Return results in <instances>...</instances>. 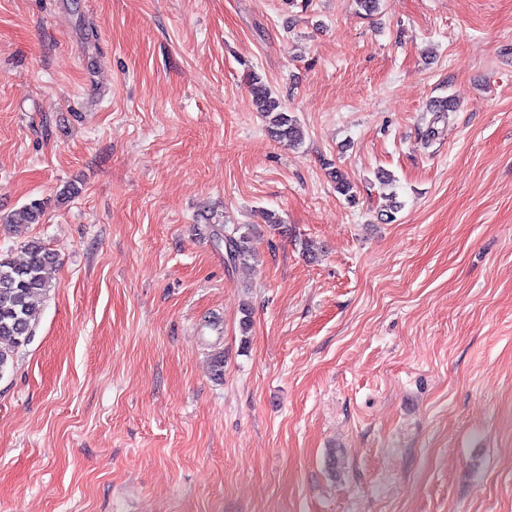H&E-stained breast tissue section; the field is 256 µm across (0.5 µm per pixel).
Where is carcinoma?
<instances>
[{"instance_id":"1","label":"carcinoma","mask_w":512,"mask_h":512,"mask_svg":"<svg viewBox=\"0 0 512 512\" xmlns=\"http://www.w3.org/2000/svg\"><path fill=\"white\" fill-rule=\"evenodd\" d=\"M248 84L255 110L262 113L269 134L290 146L302 143L304 133L297 120L272 95L264 79L252 73ZM41 203L33 201L14 211L6 223L17 228L39 222ZM26 259L18 262L0 254V375L12 365L17 349L29 342L40 313V304L54 288L48 270L56 259L44 244L29 239L23 245ZM225 249L229 262L243 268L252 256L250 238L243 234L227 237Z\"/></svg>"}]
</instances>
